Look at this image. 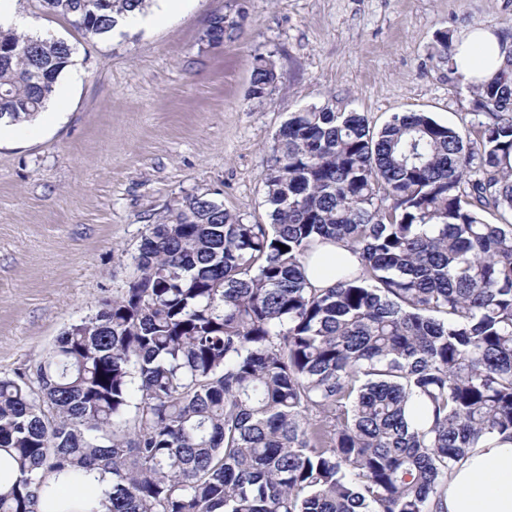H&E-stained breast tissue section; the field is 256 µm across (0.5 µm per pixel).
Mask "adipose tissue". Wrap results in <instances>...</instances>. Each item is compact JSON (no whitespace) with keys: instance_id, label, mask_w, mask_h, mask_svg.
<instances>
[{"instance_id":"adipose-tissue-1","label":"adipose tissue","mask_w":512,"mask_h":512,"mask_svg":"<svg viewBox=\"0 0 512 512\" xmlns=\"http://www.w3.org/2000/svg\"><path fill=\"white\" fill-rule=\"evenodd\" d=\"M512 55V37L499 30L476 26L466 30L455 45L459 75L477 84L494 73ZM356 270L358 258L347 248L326 244L310 258L306 269L317 288L336 281L337 266ZM445 512H512V438L495 434L457 464L448 477Z\"/></svg>"}]
</instances>
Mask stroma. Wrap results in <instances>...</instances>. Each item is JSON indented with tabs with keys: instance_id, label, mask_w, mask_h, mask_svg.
Returning a JSON list of instances; mask_svg holds the SVG:
<instances>
[{
	"instance_id": "stroma-1",
	"label": "stroma",
	"mask_w": 512,
	"mask_h": 512,
	"mask_svg": "<svg viewBox=\"0 0 512 512\" xmlns=\"http://www.w3.org/2000/svg\"><path fill=\"white\" fill-rule=\"evenodd\" d=\"M5 9L66 40V95L0 127V376L25 371L69 324L125 287L152 225L206 195L265 224L269 147L289 113L331 104L380 128L424 112L466 131L473 88L439 64L438 32L512 35V0H183L162 24L89 37L37 0ZM237 22L214 45V17ZM278 83L250 96L255 55Z\"/></svg>"
}]
</instances>
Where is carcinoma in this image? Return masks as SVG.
<instances>
[{
  "instance_id": "obj_1",
  "label": "carcinoma",
  "mask_w": 512,
  "mask_h": 512,
  "mask_svg": "<svg viewBox=\"0 0 512 512\" xmlns=\"http://www.w3.org/2000/svg\"><path fill=\"white\" fill-rule=\"evenodd\" d=\"M38 2L102 37L151 0ZM72 54L0 25V120L40 112ZM278 78L255 57L250 96ZM473 107L464 137L307 106L270 147V223L193 196L154 225L119 294L0 377V512H443L455 465L512 432V57ZM327 241L359 267L316 288ZM94 473L110 491L65 497Z\"/></svg>"
}]
</instances>
